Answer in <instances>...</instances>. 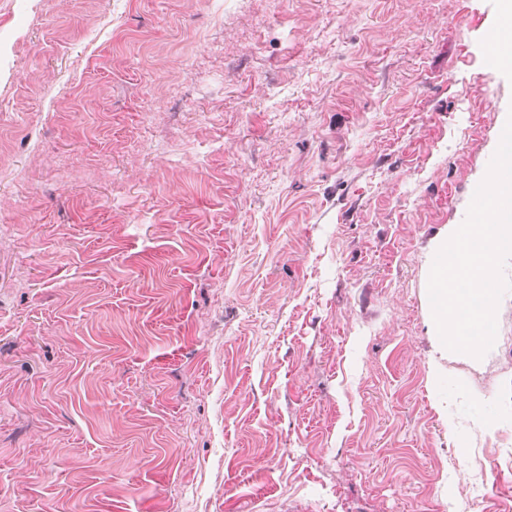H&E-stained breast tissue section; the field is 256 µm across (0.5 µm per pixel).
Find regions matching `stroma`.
Wrapping results in <instances>:
<instances>
[{
	"label": "stroma",
	"mask_w": 512,
	"mask_h": 512,
	"mask_svg": "<svg viewBox=\"0 0 512 512\" xmlns=\"http://www.w3.org/2000/svg\"><path fill=\"white\" fill-rule=\"evenodd\" d=\"M499 18L0 0V512H512V292L479 359L428 296Z\"/></svg>",
	"instance_id": "stroma-1"
}]
</instances>
